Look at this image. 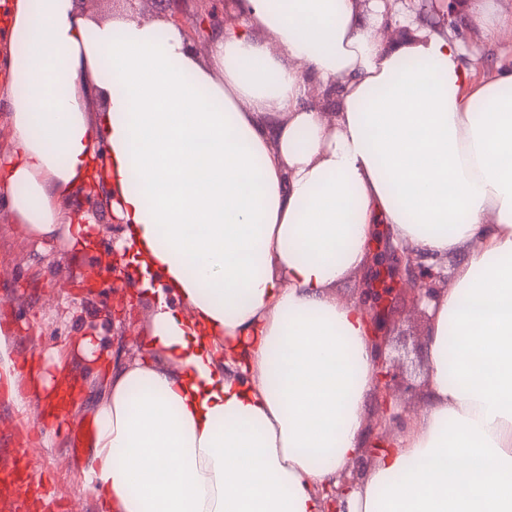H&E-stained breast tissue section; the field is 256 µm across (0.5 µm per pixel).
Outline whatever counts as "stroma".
<instances>
[{
  "instance_id": "35a3bbf8",
  "label": "stroma",
  "mask_w": 512,
  "mask_h": 512,
  "mask_svg": "<svg viewBox=\"0 0 512 512\" xmlns=\"http://www.w3.org/2000/svg\"><path fill=\"white\" fill-rule=\"evenodd\" d=\"M99 230L95 249L77 251L63 242L46 244L23 233L0 201V329L8 331L17 359L26 361V372L16 376L13 389L0 378V433L13 422L6 400L9 393L22 399L29 413L42 411L44 398L33 393L30 372L54 377L69 372L76 376L75 405L50 424L51 434L35 430L24 446L40 459L38 481L53 492L60 505L56 512H98L94 491L85 479L91 449L69 451V431L76 418L93 417L99 397L97 378L104 369H88L73 344L74 336H100L102 349L121 359L138 358L141 350L137 332L147 326L150 297H140L132 316L133 333L117 341L112 323L103 319L112 306L111 286L93 288L85 274L96 266L100 250L112 245V211L104 204L84 203Z\"/></svg>"
}]
</instances>
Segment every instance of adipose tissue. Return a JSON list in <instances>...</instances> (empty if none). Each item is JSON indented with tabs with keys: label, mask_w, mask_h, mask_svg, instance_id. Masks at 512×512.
<instances>
[{
	"label": "adipose tissue",
	"mask_w": 512,
	"mask_h": 512,
	"mask_svg": "<svg viewBox=\"0 0 512 512\" xmlns=\"http://www.w3.org/2000/svg\"><path fill=\"white\" fill-rule=\"evenodd\" d=\"M431 28L385 0H239L206 57L162 18L12 0L0 57L25 232L89 237L94 162L155 286L115 361L88 475L100 512H330L369 444V314L341 294L377 232L447 270L418 415L348 512H512V9ZM340 82L333 116L313 97Z\"/></svg>",
	"instance_id": "obj_1"
}]
</instances>
